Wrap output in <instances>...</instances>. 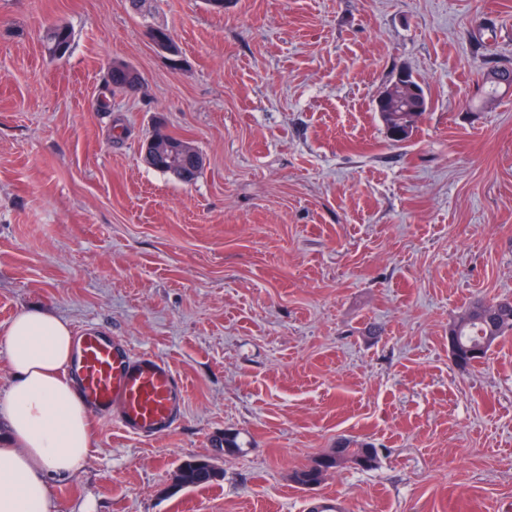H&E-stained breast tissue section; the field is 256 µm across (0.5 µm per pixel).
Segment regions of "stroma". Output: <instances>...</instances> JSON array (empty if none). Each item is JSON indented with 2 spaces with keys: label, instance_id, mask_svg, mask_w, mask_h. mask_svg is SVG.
Masks as SVG:
<instances>
[{
  "label": "stroma",
  "instance_id": "35a3bbf8",
  "mask_svg": "<svg viewBox=\"0 0 512 512\" xmlns=\"http://www.w3.org/2000/svg\"><path fill=\"white\" fill-rule=\"evenodd\" d=\"M115 60L136 91L106 92ZM404 68L428 109L396 144L374 104ZM503 68L512 0H0V344L42 307L185 388L151 440L92 416L58 512H512V335L448 352L470 300H512V87L479 103ZM157 126L196 181L144 165ZM344 438L376 468L292 481ZM189 457L223 479L178 487ZM42 45L44 50L49 53V56L53 60H61L67 54L64 52L58 57H54L53 51L57 46H65L67 49V53L70 50L71 42L73 39V33L71 29L63 24H54L47 26L42 34Z\"/></svg>",
  "mask_w": 512,
  "mask_h": 512
}]
</instances>
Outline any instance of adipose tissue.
I'll list each match as a JSON object with an SVG mask.
<instances>
[{"mask_svg": "<svg viewBox=\"0 0 512 512\" xmlns=\"http://www.w3.org/2000/svg\"><path fill=\"white\" fill-rule=\"evenodd\" d=\"M74 353L69 322L45 309L20 311L4 355L10 379L0 395V512H56L54 477L83 469L92 446L89 410L68 373Z\"/></svg>", "mask_w": 512, "mask_h": 512, "instance_id": "adipose-tissue-1", "label": "adipose tissue"}]
</instances>
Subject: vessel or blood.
I'll return each mask as SVG.
<instances>
[{
	"label": "vessel or blood",
	"mask_w": 512,
	"mask_h": 512,
	"mask_svg": "<svg viewBox=\"0 0 512 512\" xmlns=\"http://www.w3.org/2000/svg\"><path fill=\"white\" fill-rule=\"evenodd\" d=\"M68 371L88 406L134 437L168 434L183 413L185 393L172 368L153 354H132L100 330L79 332Z\"/></svg>",
	"instance_id": "vessel-or-blood-1"
}]
</instances>
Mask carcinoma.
Masks as SVG:
<instances>
[{"label":"carcinoma","mask_w":512,"mask_h":512,"mask_svg":"<svg viewBox=\"0 0 512 512\" xmlns=\"http://www.w3.org/2000/svg\"><path fill=\"white\" fill-rule=\"evenodd\" d=\"M73 33L63 24L46 27L42 34V45L48 53H53L57 46L71 47ZM512 84V71L495 70L487 77L489 84L488 98H493L500 84ZM512 333V302L508 300L473 301L467 309L448 327V335L456 337L462 363L460 367L468 368L476 357L469 355L473 349H483L482 358H487L493 345L503 336ZM340 454L343 457L364 456L372 469L378 461V450L370 443L358 440H345L341 444ZM343 465L331 459L327 462H313L293 472L296 484L319 485L331 471H339ZM223 470L208 458L189 457L178 467L179 485L197 487L212 483L222 477Z\"/></svg>","instance_id":"carcinoma-1"}]
</instances>
